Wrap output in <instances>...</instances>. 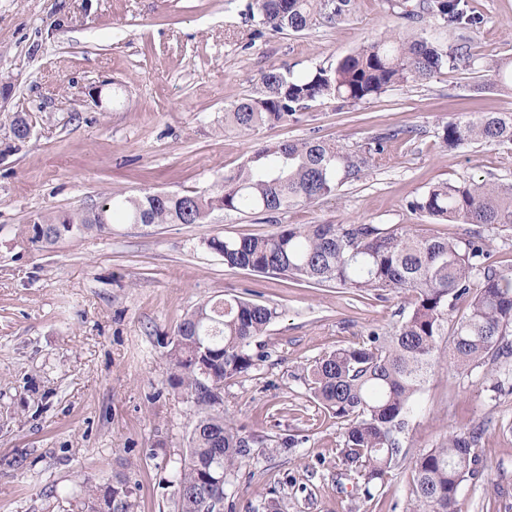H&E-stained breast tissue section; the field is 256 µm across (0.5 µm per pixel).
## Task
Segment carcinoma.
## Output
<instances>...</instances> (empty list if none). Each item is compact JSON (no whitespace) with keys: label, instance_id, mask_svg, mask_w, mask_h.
<instances>
[{"label":"carcinoma","instance_id":"obj_1","mask_svg":"<svg viewBox=\"0 0 512 512\" xmlns=\"http://www.w3.org/2000/svg\"><path fill=\"white\" fill-rule=\"evenodd\" d=\"M356 0H250L244 14L258 17V35L303 32L347 18ZM428 13L458 30L476 27L461 0H419L404 11ZM469 59L463 48H441L423 36L393 32L371 39L330 66L305 74L289 67L266 71L254 94L234 101L224 125L249 135L266 125L299 121L318 101L359 103L387 89L423 82ZM497 86L512 91V60L482 62ZM399 132L372 139L350 152L313 135L258 148L208 193L114 192L94 207L33 222L29 242L46 246L84 230L103 231L121 217L127 224H196L214 210L273 214L327 198L350 179L379 164L387 142ZM441 139L450 150L464 144H512V114L482 112L446 122ZM431 220L477 226L461 242L421 232L414 225H282L260 237H212L207 246L230 269L283 275L309 287L335 284L362 297L370 291L408 293L412 308L389 332L372 330L363 342L323 356L312 369L309 390L334 418L345 423L339 458L346 475L367 499L383 487L398 461L402 436L417 396L441 361L472 372L490 357L509 358L512 343V269L491 260L489 230L512 231V182L469 178L441 183L409 202ZM466 313L445 334L458 304ZM278 317L275 308L240 296L201 303L178 325L167 353L170 384L195 407L188 446L176 484L178 512H214L229 478L251 459L262 435L246 436L224 411V384L256 368L252 344ZM480 435L450 433L415 461V512H462L464 482L481 475ZM134 490L121 476L75 496L76 512H134Z\"/></svg>","mask_w":512,"mask_h":512}]
</instances>
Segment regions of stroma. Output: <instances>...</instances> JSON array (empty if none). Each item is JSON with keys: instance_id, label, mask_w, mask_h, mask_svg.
<instances>
[{"instance_id": "stroma-1", "label": "stroma", "mask_w": 512, "mask_h": 512, "mask_svg": "<svg viewBox=\"0 0 512 512\" xmlns=\"http://www.w3.org/2000/svg\"><path fill=\"white\" fill-rule=\"evenodd\" d=\"M245 0H0V512H73L79 481L127 477L135 512H176L175 483L193 411L173 389L165 354L177 325L210 298L277 308L253 345L263 359L224 386V408L246 433L292 451L253 449L226 487L224 512H413L419 454L451 432L476 431L482 474L460 491L463 512H512V358L481 371L439 363L418 397L403 453L364 500L337 458L344 425L311 396L316 361L406 317L410 295L357 297L336 286L227 268L214 236H265L286 224L421 225L466 239V224H433L409 201L474 177L512 180V146L448 149L442 126L466 112L512 113V91L448 66L422 83L357 104H313L299 121L244 135L224 111L263 72L333 64L393 29L466 43L474 57L512 58V0H465L478 17L461 32L390 0H356L332 27L265 32ZM32 116L26 142L16 113ZM394 132L383 162L335 196L275 214L216 211L197 224H114L32 246L38 216L91 208L120 190H209L270 142L319 135L349 150Z\"/></svg>"}]
</instances>
